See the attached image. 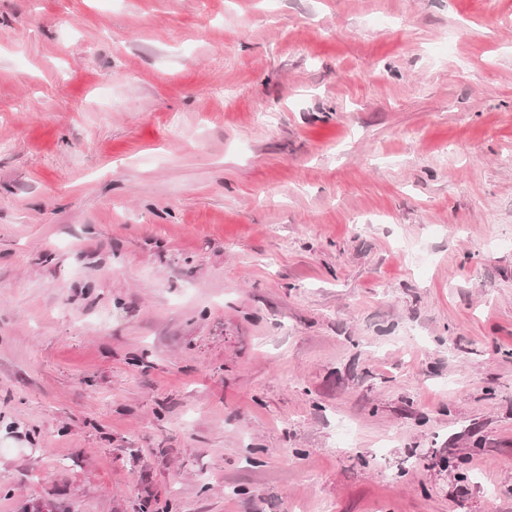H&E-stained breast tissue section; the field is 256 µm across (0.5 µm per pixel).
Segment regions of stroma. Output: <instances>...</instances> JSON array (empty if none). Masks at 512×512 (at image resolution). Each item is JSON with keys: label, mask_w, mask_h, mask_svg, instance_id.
<instances>
[{"label": "stroma", "mask_w": 512, "mask_h": 512, "mask_svg": "<svg viewBox=\"0 0 512 512\" xmlns=\"http://www.w3.org/2000/svg\"><path fill=\"white\" fill-rule=\"evenodd\" d=\"M512 512V0H0V512Z\"/></svg>", "instance_id": "1"}]
</instances>
